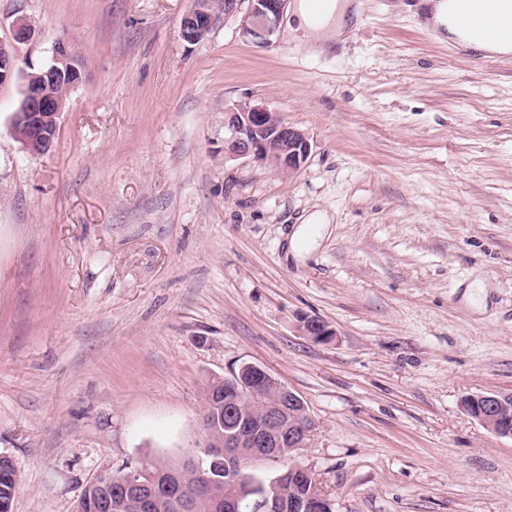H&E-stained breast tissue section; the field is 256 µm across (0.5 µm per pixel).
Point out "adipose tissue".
I'll return each mask as SVG.
<instances>
[{
	"label": "adipose tissue",
	"instance_id": "adipose-tissue-1",
	"mask_svg": "<svg viewBox=\"0 0 512 512\" xmlns=\"http://www.w3.org/2000/svg\"><path fill=\"white\" fill-rule=\"evenodd\" d=\"M455 0H430L428 4V26L438 35L457 40L463 47L478 52H512V41L490 43L480 37L459 31L452 22ZM292 17L296 29L313 41L314 47L324 49L340 42L346 33L352 16L350 0H323L321 20H314L309 0H295Z\"/></svg>",
	"mask_w": 512,
	"mask_h": 512
}]
</instances>
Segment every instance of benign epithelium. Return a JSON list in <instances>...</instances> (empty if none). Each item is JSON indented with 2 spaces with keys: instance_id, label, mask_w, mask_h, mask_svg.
Here are the masks:
<instances>
[{
  "instance_id": "obj_1",
  "label": "benign epithelium",
  "mask_w": 512,
  "mask_h": 512,
  "mask_svg": "<svg viewBox=\"0 0 512 512\" xmlns=\"http://www.w3.org/2000/svg\"><path fill=\"white\" fill-rule=\"evenodd\" d=\"M244 4L245 32L261 44L271 43L285 0H193V7L181 22L182 39L188 43L201 41L221 18L241 13ZM30 35V25L20 21L11 40L0 39V85L16 76L22 78V97L11 115L10 130L25 153L43 155L54 142L68 92L82 80L83 65L73 41L63 36L55 43L49 63L38 68L32 64L26 70L20 68L15 46L27 42ZM224 127L228 131L224 138L225 156L245 158L280 172L299 171L311 151L305 131L289 124L282 113L264 106L238 105L225 113ZM303 328L317 339L334 336L319 320H307ZM218 384L224 386L217 394L224 398L225 432L220 438L207 437L205 451L213 461L224 462V470L229 473L241 474L258 460H280L286 448L296 451L307 447L316 432L317 423L304 400L259 365L244 364L218 379ZM231 394L262 396L259 417L248 418L240 408L233 407ZM461 407L491 433L512 439V393L467 394L461 399ZM309 480L314 484V492L297 498L256 493L249 504L250 512H327L332 500L304 467L288 466V470L273 479L272 486L286 482L292 489ZM163 497L178 502L183 512H197L201 501V496L190 491L172 471H134L124 478L122 491L102 495L99 509L122 512L133 501L138 512H151L156 500Z\"/></svg>"
}]
</instances>
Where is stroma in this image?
Listing matches in <instances>:
<instances>
[{
    "label": "stroma",
    "mask_w": 512,
    "mask_h": 512,
    "mask_svg": "<svg viewBox=\"0 0 512 512\" xmlns=\"http://www.w3.org/2000/svg\"><path fill=\"white\" fill-rule=\"evenodd\" d=\"M351 2L320 52L238 15L187 43L192 0H0V39L33 31L19 63L63 36L83 63L43 155L0 86L13 512H75L103 470L198 455L209 382L247 363L318 424L257 473L298 463L336 512H512V439L460 406L512 393V60L436 38L420 0ZM244 102L307 132L299 171L225 159ZM303 224L327 230L291 253Z\"/></svg>",
    "instance_id": "obj_1"
}]
</instances>
